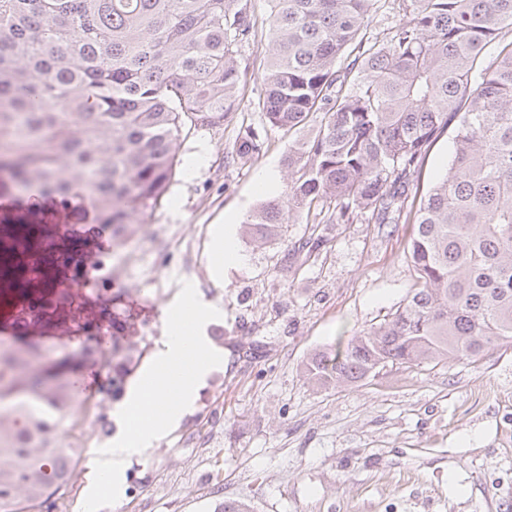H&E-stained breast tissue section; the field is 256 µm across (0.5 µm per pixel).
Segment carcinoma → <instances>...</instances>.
<instances>
[{
    "label": "carcinoma",
    "mask_w": 512,
    "mask_h": 512,
    "mask_svg": "<svg viewBox=\"0 0 512 512\" xmlns=\"http://www.w3.org/2000/svg\"><path fill=\"white\" fill-rule=\"evenodd\" d=\"M272 53L257 108L295 137L303 164L285 198L247 224L273 241L295 212L321 224H414L407 254L421 287L389 320L330 356L309 379L363 381L389 364L474 358L512 343V0H398L384 37L366 33L373 0H271ZM256 36L250 0H0V170L14 189L82 194L115 248L163 204L184 127H211L239 104L238 45ZM452 131L453 159L414 209L432 143ZM252 129L232 160L262 154ZM47 228L12 224L0 248L28 250ZM0 307L33 299L18 266L0 269ZM131 329L112 317V395L131 373ZM0 341V401L28 385L50 406L37 418L0 409V512H34L68 484L57 465L84 447L95 408L70 411L60 372L71 353ZM72 443L56 446L58 429Z\"/></svg>",
    "instance_id": "1"
}]
</instances>
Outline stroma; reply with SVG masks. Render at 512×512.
<instances>
[{"instance_id":"1","label":"stroma","mask_w":512,"mask_h":512,"mask_svg":"<svg viewBox=\"0 0 512 512\" xmlns=\"http://www.w3.org/2000/svg\"><path fill=\"white\" fill-rule=\"evenodd\" d=\"M259 32L243 44L248 70L237 109L221 125L183 130L178 169L151 223L131 241L113 292L122 293L153 360L181 281L222 312L206 333L224 355L178 425L124 467L122 495L102 512H214L241 500L253 512H512V344L474 360L387 366L354 385L324 389L304 364L316 351L380 324L417 286L405 252L413 227L317 224L292 215L273 242L251 239L246 221L264 197L280 196L294 147L269 134L267 151L245 164L227 152L265 121L256 107L269 55L270 0H251ZM277 179L267 193V172ZM230 224L243 262L223 265L214 284L210 232ZM313 253L295 252L309 236ZM71 379L75 405L92 402L85 448L64 498L40 512H81L92 449L117 431L115 401Z\"/></svg>"}]
</instances>
